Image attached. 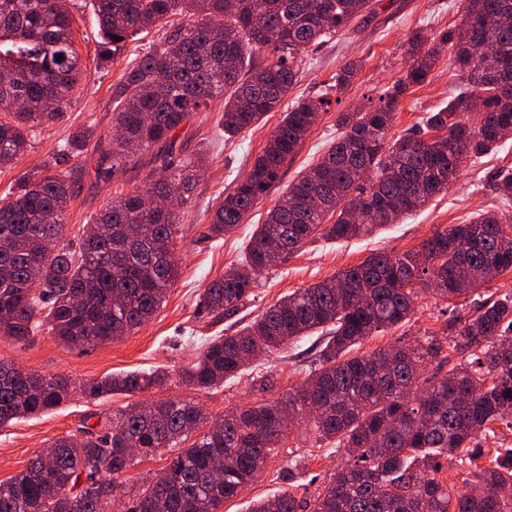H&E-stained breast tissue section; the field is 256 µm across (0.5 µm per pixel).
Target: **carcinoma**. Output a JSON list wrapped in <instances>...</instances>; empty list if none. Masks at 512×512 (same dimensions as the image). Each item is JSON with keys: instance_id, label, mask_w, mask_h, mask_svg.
I'll return each mask as SVG.
<instances>
[{"instance_id": "carcinoma-1", "label": "carcinoma", "mask_w": 512, "mask_h": 512, "mask_svg": "<svg viewBox=\"0 0 512 512\" xmlns=\"http://www.w3.org/2000/svg\"><path fill=\"white\" fill-rule=\"evenodd\" d=\"M464 21L438 33L414 31L409 65L378 103L342 112L336 143L296 180L256 226L239 266L208 284L205 309L231 316L250 300L257 275L316 238L349 239L396 224L443 192L470 157L512 136V0H460ZM102 35L98 66L114 61L127 40L172 14H202L124 70L113 89L114 128L94 171L108 180L132 162V147L155 148L161 164L149 186L112 200L93 220L79 249L58 243L73 196L71 172L23 176L0 199V337L26 344L42 327L67 345L120 340L162 306L179 275L175 239L178 207L188 203L196 160L172 159L179 129L194 112L224 98L222 127L232 138L275 111L294 84L301 53L331 38L375 0H93ZM71 16L57 0H0V164L24 154L30 131L64 114L84 68L76 53ZM497 49L494 69L479 65L475 45ZM467 72L448 104L429 113L424 131L387 141L400 100L427 81L435 60ZM349 62L332 89L348 85ZM328 101L299 99L288 107L265 147L234 191L215 210L210 233L232 231L275 186ZM477 111L480 122L463 121ZM95 136L81 128L64 150L79 155ZM512 197V167L494 177ZM512 272V225L493 212L452 224L400 256L377 253L358 265L299 289L270 306L233 336L207 344L182 381L207 389L271 355L320 334V365L283 399L221 417L216 424L193 401L167 398L150 413H115L106 431L57 438L53 461L40 455L0 482V512H108L115 479L135 458L177 449L161 490L167 512H221L224 501L263 473L287 438L292 421H307L322 440L337 439L348 463L315 497L311 512H512V448L485 463L481 438L500 422L512 428V297L473 300L467 314L435 334L351 355L367 339L408 323L425 291L447 301L478 292ZM450 365L444 375L421 377V366ZM166 374L129 372L73 388L0 362V428L61 405L77 392L88 400L132 395L162 385ZM197 437L184 446L190 434ZM475 467L471 489L454 494L439 478L443 464ZM224 460V478L212 479ZM156 490L145 485L122 512H151ZM293 494L259 500L251 512H298Z\"/></svg>"}]
</instances>
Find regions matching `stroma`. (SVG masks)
Wrapping results in <instances>:
<instances>
[{"instance_id":"1","label":"stroma","mask_w":512,"mask_h":512,"mask_svg":"<svg viewBox=\"0 0 512 512\" xmlns=\"http://www.w3.org/2000/svg\"><path fill=\"white\" fill-rule=\"evenodd\" d=\"M69 8L74 46L87 76L78 82L75 100L64 116L37 127L25 154L11 165L0 166V197L23 175L43 165L72 171L74 194L62 242L76 247L94 216L113 197L143 187L158 161L152 152H142L134 164L104 183L94 176L96 141L89 142L76 156L62 155L60 148L73 130L89 125L95 128L98 139H110L112 90L125 67L175 29L188 24L189 19L176 14L135 36L120 49L114 62L102 69L97 65L99 36L92 0H70ZM462 18L459 0H378L372 14L354 21L346 31L321 46L309 49L299 63V74L288 98L293 101L325 95L331 104L307 133L294 159L285 166L278 187L270 190L241 224L218 237L209 233L216 208L250 169L282 114L268 113L258 126L229 141L224 138L221 122L222 100H213L206 111L192 114L180 132V154H204L208 164L196 180L190 201L181 210L175 241L181 258L180 275L160 309L141 327L111 343L68 346L43 329L23 346L0 337V360L45 377L64 376L76 384L108 375L162 369L169 375L166 384L131 396L112 394L93 401L75 396L48 412L0 428V481L24 470L36 453L58 437L79 433L95 423L105 424L112 413L135 402L179 397L198 402L208 415L214 416L284 397L316 367V337L259 358L238 378L211 389L188 387L181 383L179 373L196 361L209 339L234 334L281 297L359 264L373 253L400 255L419 249L437 230L451 224L471 223L482 211L495 212L504 222L512 223V200L502 199L494 186L496 171L512 167L511 138L496 151L478 159L469 158L447 191L435 195L402 223L380 227L350 240L320 238L307 243L286 261L260 275L251 300L235 316L212 318L201 303L210 281L239 266L254 225L264 222L288 184L335 143L341 133L336 124L338 114L366 105L401 77L408 62L405 50L411 33L418 29L432 32L451 24L458 26ZM356 60L361 66L351 83L343 90H333L336 73ZM462 80V73L449 69L447 55H440L427 82L411 87L403 96L389 129L390 137L395 139L422 128L429 113L445 106L451 90ZM459 306L456 300L447 302L421 294L416 313L408 323L370 337L362 349L370 352L400 340L412 343L439 333L452 310ZM171 458V453L162 451L137 460L122 473L118 479L121 489L110 505L112 512H119L121 501L141 487L144 477L164 470ZM346 461V455L335 442L319 439L310 427L292 429L261 477L239 496L226 501L223 510L249 512L254 501L288 490L299 501L300 512H311L314 497Z\"/></svg>"}]
</instances>
